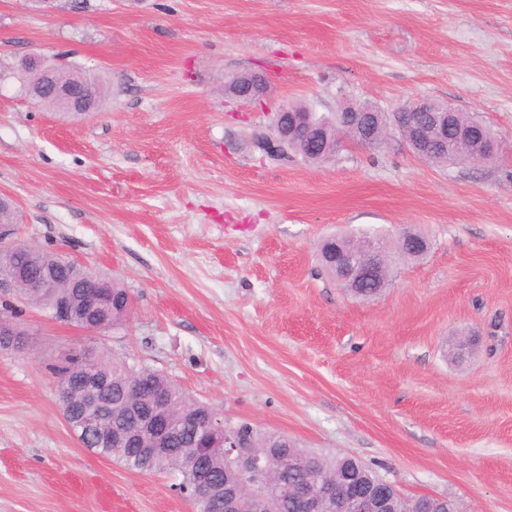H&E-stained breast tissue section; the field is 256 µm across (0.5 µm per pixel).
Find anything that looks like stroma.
<instances>
[{
  "instance_id": "1",
  "label": "stroma",
  "mask_w": 512,
  "mask_h": 512,
  "mask_svg": "<svg viewBox=\"0 0 512 512\" xmlns=\"http://www.w3.org/2000/svg\"><path fill=\"white\" fill-rule=\"evenodd\" d=\"M30 53L106 93L72 120L0 80L16 238L119 281L133 309L91 333L26 308L32 349L0 351V512H193L177 474L100 457L65 425L54 368L102 350L404 496L512 512V0H0V65ZM253 71L262 101L225 97ZM419 100L490 126L497 159L433 165L393 125L316 164L264 150L291 101ZM408 231L427 252L393 258L374 298L319 265L330 234ZM51 74L54 82L60 86L75 87L80 85H88L93 95L89 102L99 107L105 94L103 81L91 74L81 72L76 67L67 62H51Z\"/></svg>"
}]
</instances>
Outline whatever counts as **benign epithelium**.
Wrapping results in <instances>:
<instances>
[{
  "label": "benign epithelium",
  "mask_w": 512,
  "mask_h": 512,
  "mask_svg": "<svg viewBox=\"0 0 512 512\" xmlns=\"http://www.w3.org/2000/svg\"><path fill=\"white\" fill-rule=\"evenodd\" d=\"M247 86L239 88V82L231 80L225 83V88L233 99L252 103L260 96H265L268 82L265 76L249 74ZM54 95L69 102L68 111L74 116L84 115L91 111L84 103L82 94L67 88L59 89L48 86L33 95L36 102ZM456 109L445 104L437 110L429 108L425 101L419 102L417 115L409 118L401 129L404 139L415 155L434 151H448L449 121ZM272 128L275 141L282 144L298 138V134L320 140L325 133V124L313 121L307 112H295L288 106H281L274 113ZM323 262L336 268V275L343 281L357 286L364 281L377 278L384 253L380 245L373 243L360 250V258L354 259L336 249L332 252L321 253ZM55 287L53 278L28 279L21 272H8L0 275V295L12 297L17 301H26L27 297L43 288ZM66 312L54 317V320L70 324V319L80 320L78 328L94 331L108 326L105 321L95 322L94 303L81 297L61 302ZM26 332L17 324L11 313L0 311V344L13 349H23L26 346ZM78 369V381L84 386L85 399L78 415L67 406L63 395L69 388V383L62 382L59 386L61 395L59 406L69 430L76 439L83 443L92 442L97 447L110 446L112 440L119 439L128 447L144 456H152L168 450L169 437L175 432L174 424L166 406L165 395L154 391L140 374L133 379V387L137 393L150 399L151 408L136 417L133 427L122 432L114 431L112 427V409L104 408L102 394L110 380L89 371L88 361L74 358ZM183 426L201 432V437L208 448H222L229 463L238 472L237 482L227 487L224 496L226 512H240L243 503L250 505V512H282L281 499L272 495L266 488L264 475L265 465L261 457L244 447L240 440L241 433L224 425L218 417H210L207 421L198 423L186 420ZM296 494L300 500L302 512H322V505L328 501L337 506L338 512H366L370 505L374 512H390L392 502L400 496L396 487L386 482L379 486L364 480L359 472L348 474L345 483L338 485L322 479L306 480L298 485ZM424 512H456L454 503L446 497L437 495L426 496Z\"/></svg>",
  "instance_id": "1"
}]
</instances>
